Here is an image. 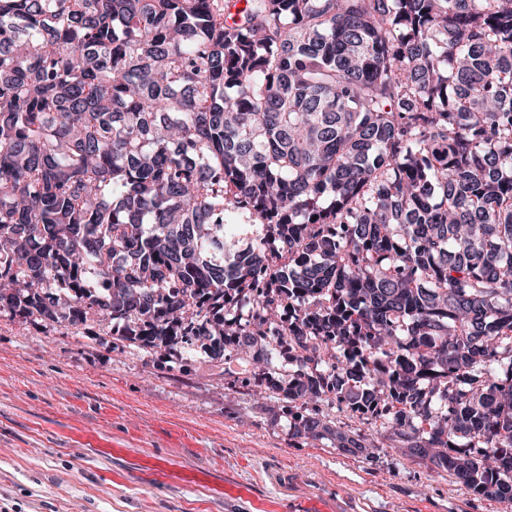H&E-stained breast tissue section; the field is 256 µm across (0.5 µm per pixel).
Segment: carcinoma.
<instances>
[{
    "label": "carcinoma",
    "mask_w": 512,
    "mask_h": 512,
    "mask_svg": "<svg viewBox=\"0 0 512 512\" xmlns=\"http://www.w3.org/2000/svg\"><path fill=\"white\" fill-rule=\"evenodd\" d=\"M1 309L512 504V0H0Z\"/></svg>",
    "instance_id": "carcinoma-1"
}]
</instances>
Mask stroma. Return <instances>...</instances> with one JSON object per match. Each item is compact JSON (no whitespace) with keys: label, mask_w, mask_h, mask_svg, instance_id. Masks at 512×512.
Returning <instances> with one entry per match:
<instances>
[{"label":"stroma","mask_w":512,"mask_h":512,"mask_svg":"<svg viewBox=\"0 0 512 512\" xmlns=\"http://www.w3.org/2000/svg\"><path fill=\"white\" fill-rule=\"evenodd\" d=\"M282 418L203 352L0 311V512H512L401 449L346 456Z\"/></svg>","instance_id":"obj_1"}]
</instances>
